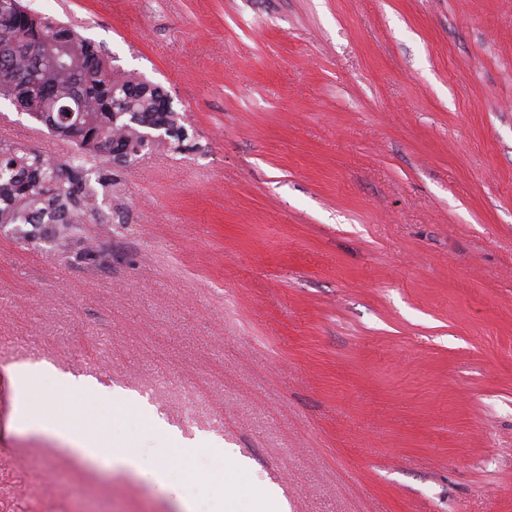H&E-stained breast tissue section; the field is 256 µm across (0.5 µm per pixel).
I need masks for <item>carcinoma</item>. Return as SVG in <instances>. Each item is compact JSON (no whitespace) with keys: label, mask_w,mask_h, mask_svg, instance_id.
I'll return each mask as SVG.
<instances>
[{"label":"carcinoma","mask_w":512,"mask_h":512,"mask_svg":"<svg viewBox=\"0 0 512 512\" xmlns=\"http://www.w3.org/2000/svg\"><path fill=\"white\" fill-rule=\"evenodd\" d=\"M0 99L71 147L65 157L0 138V229L103 263L85 226L102 223L120 171L143 152L189 149L168 92L112 65L72 26L0 0Z\"/></svg>","instance_id":"carcinoma-1"}]
</instances>
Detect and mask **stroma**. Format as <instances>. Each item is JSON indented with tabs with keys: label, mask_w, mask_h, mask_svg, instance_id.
I'll use <instances>...</instances> for the list:
<instances>
[{
	"label": "stroma",
	"mask_w": 512,
	"mask_h": 512,
	"mask_svg": "<svg viewBox=\"0 0 512 512\" xmlns=\"http://www.w3.org/2000/svg\"><path fill=\"white\" fill-rule=\"evenodd\" d=\"M164 87L88 266L0 230V512L205 498L34 431L10 371L135 397L288 512H512V0H23ZM61 156L0 100V137Z\"/></svg>",
	"instance_id": "obj_1"
}]
</instances>
